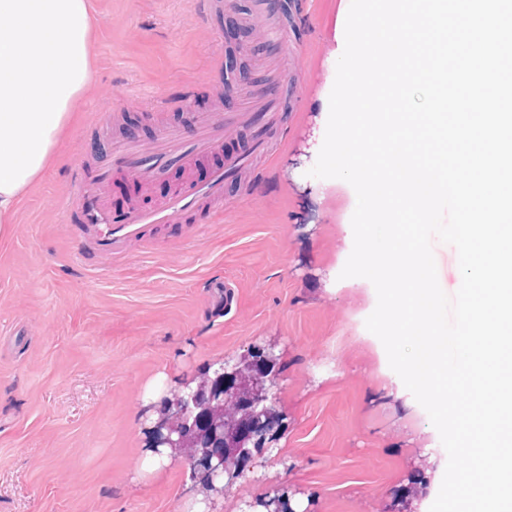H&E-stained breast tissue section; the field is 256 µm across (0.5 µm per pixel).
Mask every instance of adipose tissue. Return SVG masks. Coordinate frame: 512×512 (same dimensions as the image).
Instances as JSON below:
<instances>
[{
    "label": "adipose tissue",
    "mask_w": 512,
    "mask_h": 512,
    "mask_svg": "<svg viewBox=\"0 0 512 512\" xmlns=\"http://www.w3.org/2000/svg\"><path fill=\"white\" fill-rule=\"evenodd\" d=\"M92 0H0V224L57 158L93 68Z\"/></svg>",
    "instance_id": "obj_1"
}]
</instances>
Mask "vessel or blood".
I'll use <instances>...</instances> for the list:
<instances>
[{
	"label": "vessel or blood",
	"instance_id": "b4317fda",
	"mask_svg": "<svg viewBox=\"0 0 512 512\" xmlns=\"http://www.w3.org/2000/svg\"><path fill=\"white\" fill-rule=\"evenodd\" d=\"M275 120V112L254 113V140L243 152L227 158L223 166L213 169L205 183L187 185L161 205L133 209L122 220L111 218L110 172L100 173L92 186L75 185L68 210L73 219L70 230L78 255L91 264L127 257L146 243L150 229L186 223L196 208L223 204L225 182L234 174L250 168L254 154L265 151L267 129ZM238 122V117L227 116L220 111L198 113L199 131L195 138H183L177 129L166 126L151 144L116 147L113 164L135 183L148 185L163 180L170 165L187 162L221 148L225 127Z\"/></svg>",
	"mask_w": 512,
	"mask_h": 512
}]
</instances>
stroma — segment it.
Instances as JSON below:
<instances>
[{
    "instance_id": "stroma-1",
    "label": "stroma",
    "mask_w": 512,
    "mask_h": 512,
    "mask_svg": "<svg viewBox=\"0 0 512 512\" xmlns=\"http://www.w3.org/2000/svg\"><path fill=\"white\" fill-rule=\"evenodd\" d=\"M93 77L80 124L0 235V512H187L200 495L186 461L145 465L142 402L242 352L282 355L281 461L267 468L311 498L313 512H391V494L447 453L428 413L390 368L365 321L377 305L366 279L341 278L357 199L317 201L318 178L291 168L316 124L323 63L335 48L339 0H288L281 33L254 0H95ZM248 37L251 83L281 103L272 152L224 186V206L182 233L152 238L122 260L82 264L64 210L75 176L111 167L114 139L154 140L160 121L194 132L199 112H259L225 89L224 19ZM116 126L99 123L102 113ZM113 217L158 203L178 175L127 202L113 173Z\"/></svg>"
}]
</instances>
